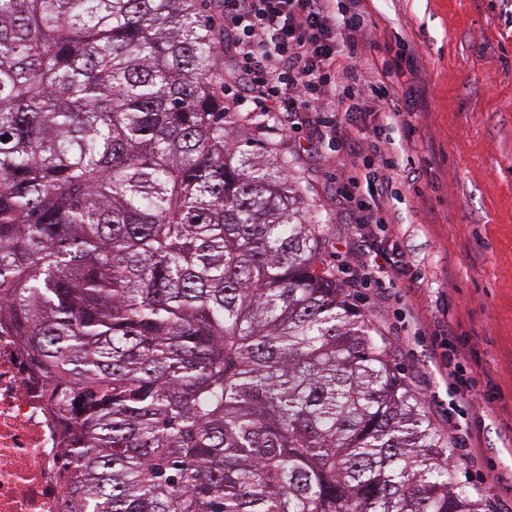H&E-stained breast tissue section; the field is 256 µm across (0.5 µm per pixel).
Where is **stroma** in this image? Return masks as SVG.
<instances>
[{"instance_id": "35a3bbf8", "label": "stroma", "mask_w": 512, "mask_h": 512, "mask_svg": "<svg viewBox=\"0 0 512 512\" xmlns=\"http://www.w3.org/2000/svg\"><path fill=\"white\" fill-rule=\"evenodd\" d=\"M365 43L378 60L406 51L391 110L409 112L395 158L415 190L392 201L391 225L359 228L336 202L351 164L315 143L311 125L270 131L321 220L323 257L390 345L433 420L460 435V483L488 512H512V0H368ZM398 242L423 271L394 286L362 281L371 251ZM467 353L457 360L456 350ZM471 389L458 401L449 363Z\"/></svg>"}]
</instances>
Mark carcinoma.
Masks as SVG:
<instances>
[{"label":"carcinoma","mask_w":512,"mask_h":512,"mask_svg":"<svg viewBox=\"0 0 512 512\" xmlns=\"http://www.w3.org/2000/svg\"><path fill=\"white\" fill-rule=\"evenodd\" d=\"M223 0H0V335L62 422L61 512H485L224 111Z\"/></svg>","instance_id":"obj_1"}]
</instances>
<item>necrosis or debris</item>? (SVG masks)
Returning <instances> with one entry per match:
<instances>
[{
	"label": "necrosis or debris",
	"mask_w": 512,
	"mask_h": 512,
	"mask_svg": "<svg viewBox=\"0 0 512 512\" xmlns=\"http://www.w3.org/2000/svg\"><path fill=\"white\" fill-rule=\"evenodd\" d=\"M61 427L24 349L0 335V512H60Z\"/></svg>",
	"instance_id": "obj_1"
}]
</instances>
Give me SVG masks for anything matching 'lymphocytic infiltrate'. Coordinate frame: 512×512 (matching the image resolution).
Returning <instances> with one entry per match:
<instances>
[{
    "label": "lymphocytic infiltrate",
    "mask_w": 512,
    "mask_h": 512,
    "mask_svg": "<svg viewBox=\"0 0 512 512\" xmlns=\"http://www.w3.org/2000/svg\"><path fill=\"white\" fill-rule=\"evenodd\" d=\"M367 17L364 0H224V28L254 110L274 113L283 133L317 113L319 142L353 159L337 199L366 227L390 223L386 203L399 173L390 140L367 141L353 114H380L411 136V113L388 105L399 94L393 75L417 69L410 54L382 63L362 55Z\"/></svg>",
    "instance_id": "f902f5d3"
}]
</instances>
